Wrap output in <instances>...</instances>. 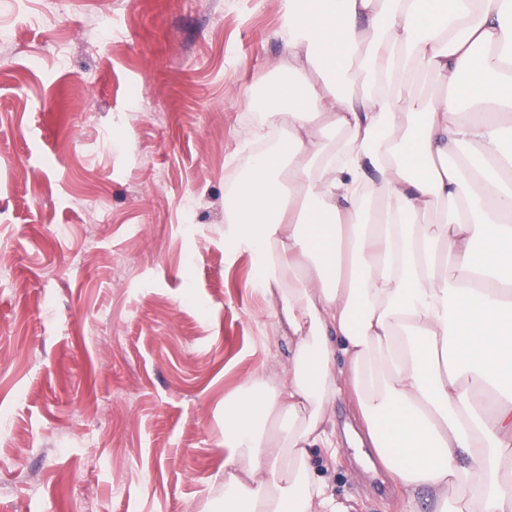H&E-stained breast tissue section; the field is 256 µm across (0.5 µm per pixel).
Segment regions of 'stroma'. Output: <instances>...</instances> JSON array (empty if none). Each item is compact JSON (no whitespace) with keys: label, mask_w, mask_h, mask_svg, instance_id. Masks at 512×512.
Here are the masks:
<instances>
[{"label":"stroma","mask_w":512,"mask_h":512,"mask_svg":"<svg viewBox=\"0 0 512 512\" xmlns=\"http://www.w3.org/2000/svg\"><path fill=\"white\" fill-rule=\"evenodd\" d=\"M284 13L0 0L16 44L0 50V512H208L222 496L225 399L288 372L257 263L224 243ZM341 438L313 451L328 495L403 512Z\"/></svg>","instance_id":"obj_1"}]
</instances>
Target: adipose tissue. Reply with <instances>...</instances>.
I'll return each mask as SVG.
<instances>
[{"instance_id":"ef3b65f1","label":"adipose tissue","mask_w":512,"mask_h":512,"mask_svg":"<svg viewBox=\"0 0 512 512\" xmlns=\"http://www.w3.org/2000/svg\"><path fill=\"white\" fill-rule=\"evenodd\" d=\"M276 72L224 241L288 375L224 403L223 512H348L310 454L345 389L407 505L512 512V0H288Z\"/></svg>"}]
</instances>
